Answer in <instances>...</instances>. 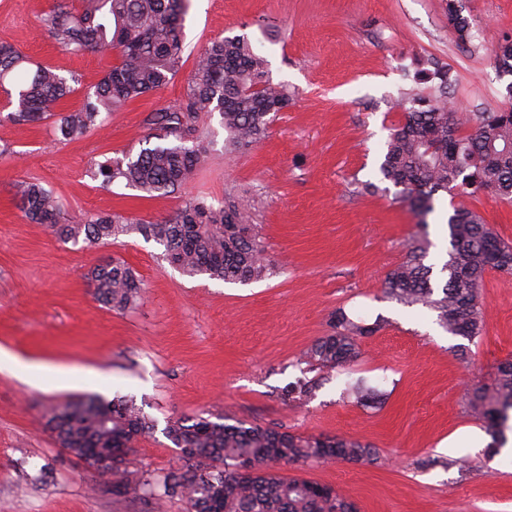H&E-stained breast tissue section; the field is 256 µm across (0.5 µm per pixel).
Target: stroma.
<instances>
[{
  "mask_svg": "<svg viewBox=\"0 0 512 512\" xmlns=\"http://www.w3.org/2000/svg\"><path fill=\"white\" fill-rule=\"evenodd\" d=\"M55 3L0 0V43L76 76L64 104L72 110L117 56L58 47L40 22ZM462 7L471 23L464 43L448 23V0H192L175 78L77 141L62 140L52 117L10 121L12 106L0 94V148L10 150L0 157V349L18 359L0 366V512H153L150 498L114 495L46 425L55 405L124 395L161 423L209 410L233 423L371 444L381 463L280 468L340 489L359 512H512V457L491 449L465 405L468 389L492 382L498 365L512 359V278L485 273L483 332L466 343L445 332L434 311L387 298L382 285L419 230L418 216L379 169L403 121L396 101L433 87L437 62L450 73L449 99L466 111L512 103L492 59L512 40V0H462ZM233 36L260 51L270 80L287 86L292 101L261 143L233 156L224 152L219 116H202L208 164L185 195L213 204L229 192L252 199L276 274L246 284L191 277L140 234L98 246L64 243L25 217L15 195L23 180L52 190L70 224L112 211L167 218L180 197H145L121 184L105 189L90 171L104 158L139 151L147 117L184 101L199 48ZM365 183L376 192L360 193ZM462 202L512 241V201L441 191L427 218L429 262L445 258L448 218ZM115 257L145 284L126 311L104 307L86 279ZM339 309L386 326L362 339L360 358L322 381L308 402L285 403L282 388L304 376L299 358ZM460 344L467 358L457 356ZM90 369L108 384L83 386ZM359 378L383 392L381 405L344 397L347 382ZM178 455L158 431L136 443L129 469L157 475Z\"/></svg>",
  "mask_w": 512,
  "mask_h": 512,
  "instance_id": "stroma-1",
  "label": "stroma"
}]
</instances>
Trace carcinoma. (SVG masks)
Segmentation results:
<instances>
[{"label": "carcinoma", "mask_w": 512, "mask_h": 512, "mask_svg": "<svg viewBox=\"0 0 512 512\" xmlns=\"http://www.w3.org/2000/svg\"><path fill=\"white\" fill-rule=\"evenodd\" d=\"M191 0H87L78 9L58 0L42 18L52 38L72 52H117L94 94L81 108L60 111L75 91L74 76L33 63L9 45H0V87L17 95L8 118L34 124L59 115L58 130L66 140L84 137L113 112L154 92L175 78L185 50L183 22ZM448 21L460 41L471 36L469 19L455 0H448ZM493 64L501 76L512 77V41L499 45ZM266 60L245 37H224L201 48L188 78L185 102L155 112L147 119L159 143L112 157L94 165L92 178L109 187L118 181L147 197L177 194L207 162L197 143V120L217 113L224 129V148L233 155L260 143L275 114L288 106V89L266 78ZM437 92L411 94L403 103L404 122L386 144L380 165L383 179L399 188L400 197L426 223L440 191L461 188L473 196L483 184L495 185L496 197L512 201V106L500 112L462 113L448 102V68L435 67ZM18 195L27 218L44 224L61 241L106 244L137 232L163 247L172 265L190 275H206L226 283H247L274 272L263 237L252 224L245 202L208 205L184 198L159 222L133 219L122 213L98 212L80 224L60 223L58 197L38 182H22ZM447 260L439 272L425 263L431 246L415 234L405 246L403 261L388 270L384 292L408 305L437 313L438 324L452 336L467 340L481 335L480 298L486 271L512 275V243L501 239L484 218L461 203L448 218ZM102 304L115 310L134 306L144 291L142 280L125 262L114 259L87 276ZM384 327L351 319L343 310L332 316L329 331L305 352L306 371L330 373L355 362L358 340ZM319 379L299 380L284 388L285 402H306ZM348 395L370 407L381 394L358 380ZM468 411L482 421L497 447L512 410V360L501 363L493 381L468 390ZM47 425L59 447L84 459L96 474L112 483V491L137 499L150 491L157 507L181 498L188 512H358L356 504L330 485L300 477H282L281 465L328 461H380L370 445L344 437L302 436L260 425L225 423V417L184 415L166 421L162 434L181 453V463L153 478L135 477L128 456L135 442L154 433L157 421L136 399L110 401L90 397L56 406Z\"/></svg>", "instance_id": "cac0c4a2"}]
</instances>
